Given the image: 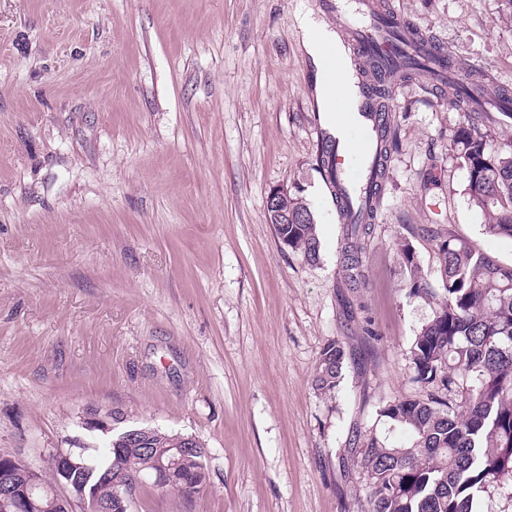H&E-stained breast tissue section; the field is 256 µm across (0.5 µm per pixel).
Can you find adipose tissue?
Here are the masks:
<instances>
[{
    "instance_id": "obj_1",
    "label": "adipose tissue",
    "mask_w": 512,
    "mask_h": 512,
    "mask_svg": "<svg viewBox=\"0 0 512 512\" xmlns=\"http://www.w3.org/2000/svg\"><path fill=\"white\" fill-rule=\"evenodd\" d=\"M300 27L309 54L321 72L320 90L323 97H332L338 83L346 78L343 50L334 32L310 17H302Z\"/></svg>"
}]
</instances>
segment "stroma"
<instances>
[{"instance_id": "1", "label": "stroma", "mask_w": 512, "mask_h": 512, "mask_svg": "<svg viewBox=\"0 0 512 512\" xmlns=\"http://www.w3.org/2000/svg\"><path fill=\"white\" fill-rule=\"evenodd\" d=\"M488 93L512 89L501 0H383ZM326 0H0V448L46 466L102 447L87 409L206 448L192 512H368L346 451L387 401L418 395L407 350L433 306L395 242L440 281L439 239L512 264L450 146L457 88L398 82L363 255L344 281L342 226L317 166L319 75L298 20ZM314 215L320 257L283 249L266 198ZM377 339H369L365 325ZM335 400L312 389L329 340Z\"/></svg>"}]
</instances>
